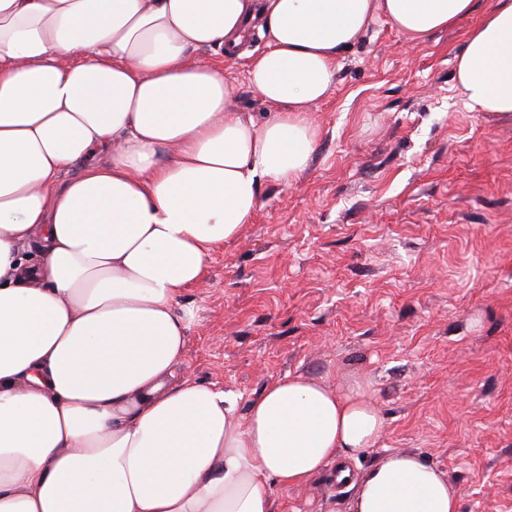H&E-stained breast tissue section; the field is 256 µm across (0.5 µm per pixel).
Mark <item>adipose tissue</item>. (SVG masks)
<instances>
[{
    "instance_id": "adipose-tissue-1",
    "label": "adipose tissue",
    "mask_w": 512,
    "mask_h": 512,
    "mask_svg": "<svg viewBox=\"0 0 512 512\" xmlns=\"http://www.w3.org/2000/svg\"><path fill=\"white\" fill-rule=\"evenodd\" d=\"M475 0H0V512H273L274 487L374 447L368 389L305 375L234 396L177 377L185 288L238 238L262 181L309 165L310 112L376 14L413 41ZM267 45L239 112L201 52ZM468 107L512 119V0L467 29ZM38 240L42 253L24 251ZM421 456L387 455L350 512H459Z\"/></svg>"
}]
</instances>
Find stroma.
<instances>
[{"mask_svg": "<svg viewBox=\"0 0 512 512\" xmlns=\"http://www.w3.org/2000/svg\"><path fill=\"white\" fill-rule=\"evenodd\" d=\"M465 31L417 43L375 16L311 108L308 168L263 182L252 223L184 290L179 372L242 415L288 374L360 382L384 429L354 474L413 452L460 512H512V120L466 106ZM224 75L239 111H271L244 57ZM274 496L277 512H348L353 491L331 462Z\"/></svg>", "mask_w": 512, "mask_h": 512, "instance_id": "obj_1", "label": "stroma"}]
</instances>
